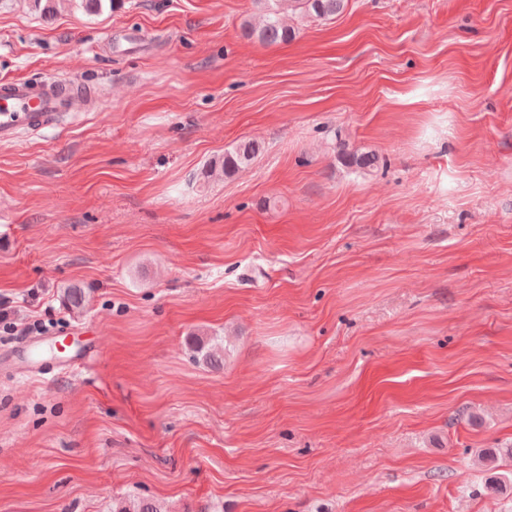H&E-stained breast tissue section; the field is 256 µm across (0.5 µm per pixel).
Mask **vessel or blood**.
<instances>
[{
	"instance_id": "obj_1",
	"label": "vessel or blood",
	"mask_w": 512,
	"mask_h": 512,
	"mask_svg": "<svg viewBox=\"0 0 512 512\" xmlns=\"http://www.w3.org/2000/svg\"><path fill=\"white\" fill-rule=\"evenodd\" d=\"M75 98L53 90L45 82L24 78L0 82V137L9 139L17 131L52 121L62 112L77 111Z\"/></svg>"
}]
</instances>
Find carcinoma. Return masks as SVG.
I'll use <instances>...</instances> for the list:
<instances>
[{"label": "carcinoma", "instance_id": "obj_1", "mask_svg": "<svg viewBox=\"0 0 512 512\" xmlns=\"http://www.w3.org/2000/svg\"><path fill=\"white\" fill-rule=\"evenodd\" d=\"M261 6V14L257 23L248 22L243 32L249 39H254L263 45L284 43L292 39L294 30L283 22L284 10L297 11L305 17L324 20L341 14L348 0H255ZM259 144L254 140H243L224 157L215 162L214 168L224 175L230 176L247 166L258 154ZM62 302L71 311L80 313L89 303L87 291L79 286L66 288L62 292ZM189 345L193 352L200 355L202 360L213 368L223 364L224 353L218 345L206 344L203 340L192 337ZM113 512H163V507L154 500L128 499Z\"/></svg>", "mask_w": 512, "mask_h": 512}]
</instances>
